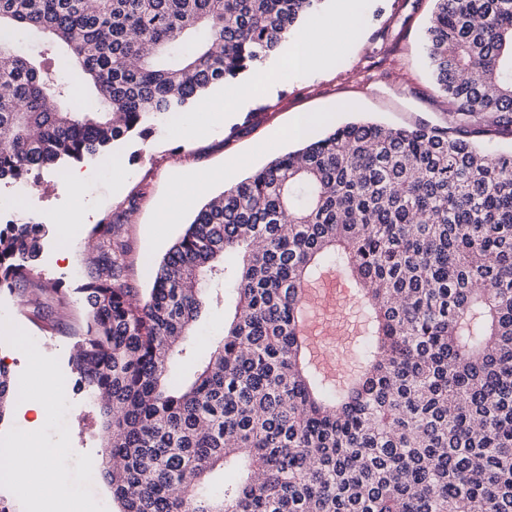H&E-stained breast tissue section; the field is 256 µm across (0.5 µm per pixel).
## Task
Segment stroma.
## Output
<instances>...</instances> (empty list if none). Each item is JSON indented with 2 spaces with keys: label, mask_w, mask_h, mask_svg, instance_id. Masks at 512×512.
<instances>
[{
  "label": "stroma",
  "mask_w": 512,
  "mask_h": 512,
  "mask_svg": "<svg viewBox=\"0 0 512 512\" xmlns=\"http://www.w3.org/2000/svg\"><path fill=\"white\" fill-rule=\"evenodd\" d=\"M433 0H362L355 24H346L337 0L311 14L308 28L317 33V48L327 64L307 73L283 67L281 58L267 62L274 72L273 87L248 89V99L229 121H216L201 108L171 115L153 126L146 138L127 141L90 161L91 177L83 201L92 210L79 233L66 236L73 217L71 172L44 171L30 185L29 194L15 183L0 184V224L21 216L49 225L37 260L42 279L74 289L96 273L95 264L82 258L80 241L94 225L120 217L128 253L125 279L139 292L152 285V270L184 230L202 203L191 186L200 172L216 180L211 194H219L262 167L277 154L297 148L289 130L295 119L312 118L306 136L315 139L333 126L368 118L390 127L426 122L449 126L448 101L436 89L425 59V33ZM182 192H175L176 179ZM234 306L233 293L224 303L210 306L197 328L196 344L181 369L193 372L210 341L221 335ZM82 325V308L73 305L55 331L34 321L15 293L0 291V360L32 385L41 368L54 382L71 376L68 359ZM26 395H19L0 422V448L8 453L46 444L65 450L72 466L64 477L70 499L59 501L69 512L72 501L90 499L92 512H113L109 489L89 482L85 464L101 454L102 434L91 426L90 407L83 395L53 393L43 420L23 413Z\"/></svg>",
  "instance_id": "1"
}]
</instances>
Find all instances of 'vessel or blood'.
<instances>
[{
  "mask_svg": "<svg viewBox=\"0 0 512 512\" xmlns=\"http://www.w3.org/2000/svg\"><path fill=\"white\" fill-rule=\"evenodd\" d=\"M351 298V291L333 285L303 289L301 334L316 353L318 369L331 381L342 370L341 362L334 359L336 343L343 335L338 317Z\"/></svg>",
  "mask_w": 512,
  "mask_h": 512,
  "instance_id": "vessel-or-blood-1",
  "label": "vessel or blood"
}]
</instances>
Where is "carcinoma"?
<instances>
[{
	"label": "carcinoma",
	"instance_id": "obj_1",
	"mask_svg": "<svg viewBox=\"0 0 512 512\" xmlns=\"http://www.w3.org/2000/svg\"><path fill=\"white\" fill-rule=\"evenodd\" d=\"M325 2L0 0V182L145 138L262 68ZM435 2L426 57L453 126L359 119L272 158L196 211L142 298L121 225L92 229L69 366L98 407L88 468L117 512H512V153L475 142L512 133V0ZM18 28L47 35L37 55ZM48 232L0 225V288L52 328L31 298L70 306L36 271ZM330 262L370 311L362 370L338 388L299 333L301 290ZM204 277L235 312L186 378ZM21 391L0 360V422Z\"/></svg>",
	"mask_w": 512,
	"mask_h": 512
}]
</instances>
